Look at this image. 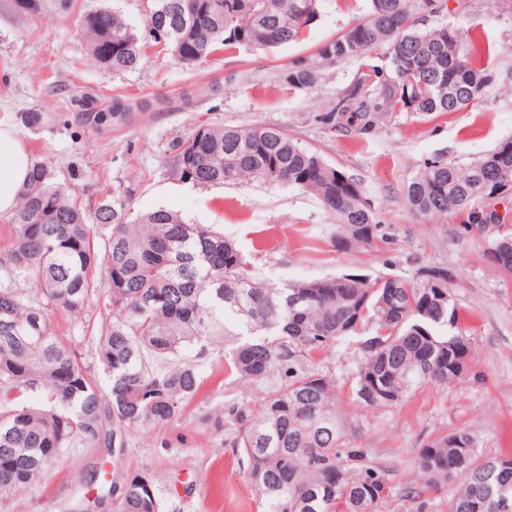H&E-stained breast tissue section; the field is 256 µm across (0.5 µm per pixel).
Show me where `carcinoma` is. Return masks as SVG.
<instances>
[{"mask_svg":"<svg viewBox=\"0 0 512 512\" xmlns=\"http://www.w3.org/2000/svg\"><path fill=\"white\" fill-rule=\"evenodd\" d=\"M178 2L151 0L141 28L114 8L86 13L80 32L93 60L106 70L132 71L148 40L186 66L222 50L274 48L302 37L322 0H192L173 27ZM437 16L431 0H369L364 17L294 60L284 82L291 90L310 89L318 82L317 63L383 47L392 79L366 66L375 80L361 73L323 123L365 132L381 112H457L493 75L474 60L462 28L429 23ZM75 102L86 108L79 121L96 130L148 106L119 95L100 109L88 96ZM169 153L180 178L198 186L260 179L315 195L339 224L338 249L382 252L391 244L361 182L300 147L285 129L203 124L171 142ZM133 191L113 188L90 224L50 165L31 162L0 248V499L43 481L69 448L104 447L115 457L134 431L170 425L199 394L207 381L202 367L216 353L215 364L242 383L279 377L257 406L224 409L246 457L247 479L268 512L388 508L394 495L388 469L353 445L358 425L339 408L335 381L309 367L310 356L355 342L361 357L349 390L369 410L396 406L427 385L462 380L473 342L448 298L452 271L422 267L409 279L348 273L274 285L247 269L235 244L211 226L188 224L164 208L133 215ZM511 196V140L464 167L426 161L405 188L407 206L419 215L459 213L462 237ZM496 220L487 238L502 260L490 264L512 280V224ZM98 268L105 275L101 288ZM100 296L105 313L91 339L104 386L52 323L57 312L81 316ZM414 465L423 484L399 496L415 512L429 508L424 490L459 478L448 512H500V501L512 504V454L483 455L464 427L429 440ZM146 479L114 467L112 491L100 499H112V512H161Z\"/></svg>","mask_w":512,"mask_h":512,"instance_id":"obj_1","label":"carcinoma"}]
</instances>
